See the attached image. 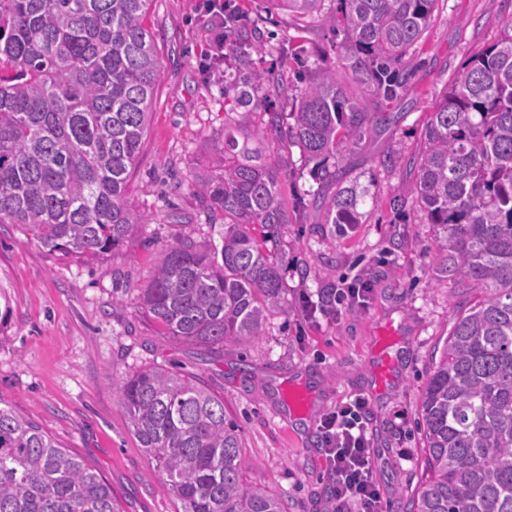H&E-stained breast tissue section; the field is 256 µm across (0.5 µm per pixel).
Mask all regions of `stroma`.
<instances>
[{"mask_svg": "<svg viewBox=\"0 0 512 512\" xmlns=\"http://www.w3.org/2000/svg\"><path fill=\"white\" fill-rule=\"evenodd\" d=\"M198 0H153L147 26L163 69L150 126L131 189L149 218L106 260L86 263L0 226V305L11 315L0 342V402L37 423L60 447L96 468L122 512H176L148 456L131 434L120 385L144 368H164L202 380L236 421L248 481L283 497L288 512H329L331 480L320 449V422L354 396L369 402L376 481L385 512H405L424 476L419 426L422 395L463 298L451 283L431 278L434 229L415 206L391 210L390 200L412 183L409 163L435 101L460 77L468 60L501 36L499 21L512 0H438L419 45L403 98L361 145L338 153L336 184L359 182L369 193L363 222L347 234L321 230L323 213L311 202L317 184L298 147L288 151L285 191L297 223L282 227L278 255L287 288L284 310L254 342L211 350L166 336L142 314L141 292L171 244L190 234L222 245L223 224L198 214L190 172L224 137V115L253 111L237 102V70L201 72L210 21ZM251 19L271 44L301 49L302 65H278L252 51V68H281L300 91L316 60L335 66L332 33L319 22L299 23L269 8ZM194 215L191 224L174 223ZM332 270L331 280L318 278ZM367 278V308L305 318L300 294L326 283ZM388 353L378 350L384 330ZM310 396L304 421L290 416L286 386Z\"/></svg>", "mask_w": 512, "mask_h": 512, "instance_id": "1", "label": "stroma"}]
</instances>
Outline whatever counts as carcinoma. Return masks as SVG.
<instances>
[{
	"instance_id": "carcinoma-1",
	"label": "carcinoma",
	"mask_w": 512,
	"mask_h": 512,
	"mask_svg": "<svg viewBox=\"0 0 512 512\" xmlns=\"http://www.w3.org/2000/svg\"><path fill=\"white\" fill-rule=\"evenodd\" d=\"M151 0H0V224L85 262L104 259L148 223L129 192L163 71L145 19ZM342 36L336 68L316 63L290 112L224 123V140L193 171L198 209L224 224L221 253L177 239L142 293L166 334L204 348L261 335L287 303L276 233L293 223L285 162L269 134L288 133L316 164L317 201L331 233L361 221L366 191L335 189L336 152L362 142L383 106L404 93L412 51L437 0H264ZM435 102L413 159L412 185L393 200L435 227L432 279L478 298L454 319L425 385L427 476L409 512H512V16ZM263 42L247 17L224 22V50ZM287 98L274 70L244 77L238 98ZM129 428L155 462L179 512H287L245 479L238 427L224 400L161 368L120 387ZM0 512H122L99 473L39 426L0 406Z\"/></svg>"
}]
</instances>
